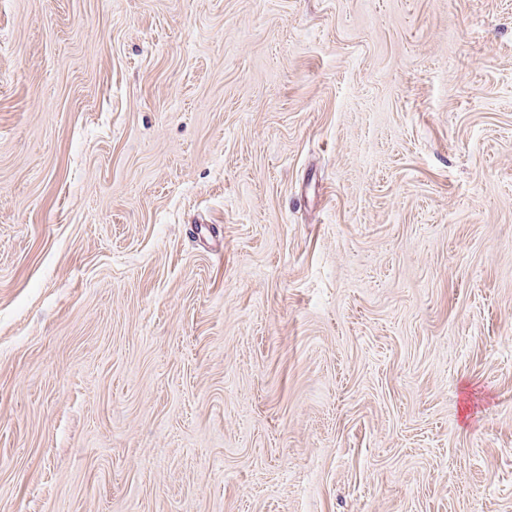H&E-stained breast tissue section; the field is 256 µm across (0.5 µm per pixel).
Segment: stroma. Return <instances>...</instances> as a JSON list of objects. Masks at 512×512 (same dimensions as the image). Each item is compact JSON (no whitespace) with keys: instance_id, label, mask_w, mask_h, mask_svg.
I'll list each match as a JSON object with an SVG mask.
<instances>
[{"instance_id":"obj_1","label":"stroma","mask_w":512,"mask_h":512,"mask_svg":"<svg viewBox=\"0 0 512 512\" xmlns=\"http://www.w3.org/2000/svg\"><path fill=\"white\" fill-rule=\"evenodd\" d=\"M0 512H512V0H0Z\"/></svg>"}]
</instances>
